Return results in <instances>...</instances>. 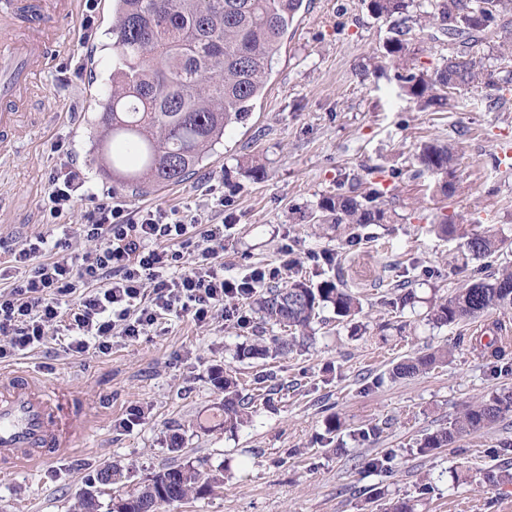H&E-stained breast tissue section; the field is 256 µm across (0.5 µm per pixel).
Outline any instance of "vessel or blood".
<instances>
[{
    "label": "vessel or blood",
    "instance_id": "vessel-or-blood-1",
    "mask_svg": "<svg viewBox=\"0 0 512 512\" xmlns=\"http://www.w3.org/2000/svg\"><path fill=\"white\" fill-rule=\"evenodd\" d=\"M78 2L43 0L22 37L0 53L1 143L13 140L12 107L34 90L35 77L52 67L58 26L76 16ZM88 432L85 410L73 395L23 369L0 377V465L54 458Z\"/></svg>",
    "mask_w": 512,
    "mask_h": 512
}]
</instances>
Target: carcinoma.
Instances as JSON below:
<instances>
[{"instance_id": "1", "label": "carcinoma", "mask_w": 512, "mask_h": 512, "mask_svg": "<svg viewBox=\"0 0 512 512\" xmlns=\"http://www.w3.org/2000/svg\"><path fill=\"white\" fill-rule=\"evenodd\" d=\"M304 0H113L112 48L118 65L95 122L97 159L112 181L136 195H146L188 180L211 157L227 130L246 121L263 94L272 63L282 51ZM368 11L390 22L392 36L369 57L373 72L394 69L404 96L418 107L454 100L472 86L482 89L480 104L489 111L505 102L512 88V0H367ZM431 28L430 39L448 41L453 51L424 67L409 48L412 26ZM496 51L487 66L474 48ZM460 155L451 145L423 144L414 156L419 177L436 196L458 193ZM389 189L371 182L363 191L323 196L311 214L313 223L349 243L372 224H391ZM438 233L458 240L461 267L471 260L492 259L512 245L501 229L461 233L464 216L442 213ZM264 325L291 331L262 336L269 343L239 348L237 356L286 355L296 337L312 336L313 324L330 308L336 322L352 320L361 304L334 275L314 284L291 278L251 293ZM512 310V268L493 274L472 270L465 285L450 297H437L427 312L439 328L465 320H482L470 347L483 357L503 360L512 353V328L494 311ZM448 362L438 349L397 362L394 380L417 376ZM224 389V429L249 422L262 393L243 396L230 373L216 376ZM512 412V390L494 391L466 406L448 426L425 435L419 449L447 448L462 436L501 420ZM217 475L190 465H172L140 489L116 496L109 512H159L161 506L211 492Z\"/></svg>"}]
</instances>
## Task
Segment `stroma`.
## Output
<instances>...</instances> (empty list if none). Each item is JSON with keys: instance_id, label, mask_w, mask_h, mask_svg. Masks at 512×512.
Masks as SVG:
<instances>
[{"instance_id": "35a3bbf8", "label": "stroma", "mask_w": 512, "mask_h": 512, "mask_svg": "<svg viewBox=\"0 0 512 512\" xmlns=\"http://www.w3.org/2000/svg\"><path fill=\"white\" fill-rule=\"evenodd\" d=\"M94 33L83 41L79 20L62 23L59 63L40 78L41 92L17 103V135L0 153V263L14 243L66 225L74 253L92 249L81 222L91 201L50 217L42 206L48 176L61 153L83 169L93 192L112 194L130 209L199 211L202 220L230 215L224 275L239 279L256 268L294 260V274L320 282L342 271L363 303L367 334L337 326L332 310L313 338L297 341L276 359L234 357L237 346L261 335L248 299L236 300L239 319L215 314L203 326L171 318L134 341L113 339L109 353H70L68 337L0 362V371L29 369L73 392L88 413L89 440L30 467L0 469V512H72L88 490L100 503L135 489L173 463H204L224 477L213 494L167 506L166 512H377L405 498L414 512H512V483L493 486L487 472L512 473V413L463 436L457 446L417 451L424 434L446 427L469 403L512 387V356L479 358L468 341L472 325L434 328L420 321L433 296H449L466 281L456 268L455 241L438 236L440 212L465 215L466 231L512 230V176L490 158L512 144V92L504 108L478 105L423 111L402 95L393 72L364 74L373 50L389 35L385 21L363 0H308L273 65L246 124L234 127L215 154L186 182L145 196L113 183L95 161L93 122L111 84L112 0H103ZM81 50L91 65L75 71ZM452 144L462 156L461 190L433 196L412 177V155L422 142ZM263 177L244 173L249 156ZM397 187L396 223L372 225L354 246L311 226L308 215L326 194L365 188L369 180ZM408 275L418 301L396 310L390 283ZM451 350L447 365L398 381L388 371L400 358ZM236 370L245 391L268 397L252 421L225 431L217 413L224 398L215 371ZM135 406L148 407L132 430L117 423ZM339 418L342 427L329 432ZM395 458L389 470L372 459ZM111 467L112 485L97 471ZM432 477L436 491L419 490Z\"/></svg>"}]
</instances>
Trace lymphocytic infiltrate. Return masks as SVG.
<instances>
[{
    "instance_id": "obj_1",
    "label": "lymphocytic infiltrate",
    "mask_w": 512,
    "mask_h": 512,
    "mask_svg": "<svg viewBox=\"0 0 512 512\" xmlns=\"http://www.w3.org/2000/svg\"><path fill=\"white\" fill-rule=\"evenodd\" d=\"M86 183L78 167L61 160L49 178L50 213L71 211ZM196 221L190 214L130 212L107 196L83 215V231L96 241L95 249L75 256L68 242L49 234L12 249L13 262L29 273L0 292V360L27 355L61 330L71 338L69 351L105 354L113 339H135L172 315L204 325L223 310L225 299L275 278V271L263 269L239 281L225 278L221 221L204 225L191 255L163 249V242L186 235Z\"/></svg>"
}]
</instances>
